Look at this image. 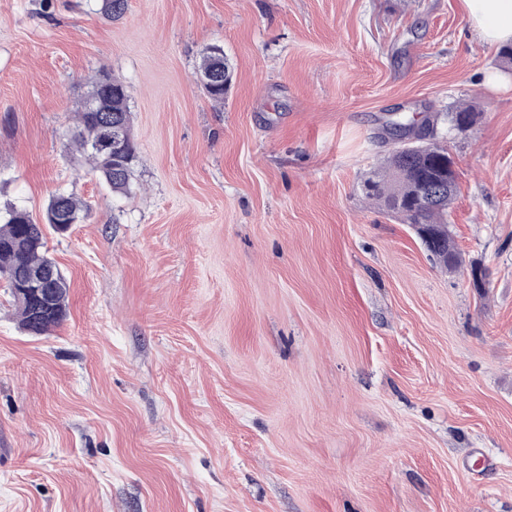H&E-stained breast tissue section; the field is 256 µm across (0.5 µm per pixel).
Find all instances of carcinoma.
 <instances>
[{
	"label": "carcinoma",
	"mask_w": 512,
	"mask_h": 512,
	"mask_svg": "<svg viewBox=\"0 0 512 512\" xmlns=\"http://www.w3.org/2000/svg\"><path fill=\"white\" fill-rule=\"evenodd\" d=\"M219 68L224 72V81L231 80L230 67L224 55L212 53L207 45L200 51L198 72ZM90 90L77 110L73 142L78 152L93 166V171L117 194L130 190L132 161L135 158V145L131 137L130 109L126 87L122 81L107 73H100L89 81ZM116 121L126 137L124 155L121 160H107L94 148L106 131V119ZM472 107L457 105L441 115L429 112L416 118L406 115L401 123L411 126V132L420 139L434 138L436 127L441 120L448 121L450 127L464 130L475 121ZM448 162L447 148L439 142L429 144L423 152L415 150L393 151L382 172L367 178L362 191L366 198L375 200L389 211L401 215L413 225H421L432 232H440L437 252L443 256L438 264L452 272L458 267V254L448 232V215L458 194L457 182H448L440 169ZM438 179L443 188L439 201L430 207L417 205L421 186L419 180ZM88 217L86 203L73 194L53 195L45 208L43 218L54 232L80 224ZM54 267L55 261L46 249L44 225L20 208H12L6 213L0 225V280L5 281L14 302L18 306L23 330L31 335H45L59 326L65 317L67 288L63 285L55 299V311L42 315L26 298L16 297L19 289V276L29 268Z\"/></svg>",
	"instance_id": "obj_1"
}]
</instances>
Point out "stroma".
Returning <instances> with one entry per match:
<instances>
[{
  "mask_svg": "<svg viewBox=\"0 0 512 512\" xmlns=\"http://www.w3.org/2000/svg\"><path fill=\"white\" fill-rule=\"evenodd\" d=\"M0 0V208L47 234L63 322L0 288V512H512V65L457 0ZM223 46V104L196 65ZM501 85L487 82L488 72ZM100 72L132 189L76 154ZM440 124L462 261L364 178L391 111ZM476 118V113L473 112L471 106H462L456 105L455 108L446 113L445 115H441L440 113L428 112L421 116V118H415L413 115L404 116L400 122L405 125H410L411 132L420 139L426 140L427 138L435 140V131L436 127L441 120L448 121V124L453 129L457 130H465L469 126L473 124ZM468 119V123L466 125H462L461 120Z\"/></svg>",
  "mask_w": 512,
  "mask_h": 512,
  "instance_id": "1",
  "label": "stroma"
}]
</instances>
